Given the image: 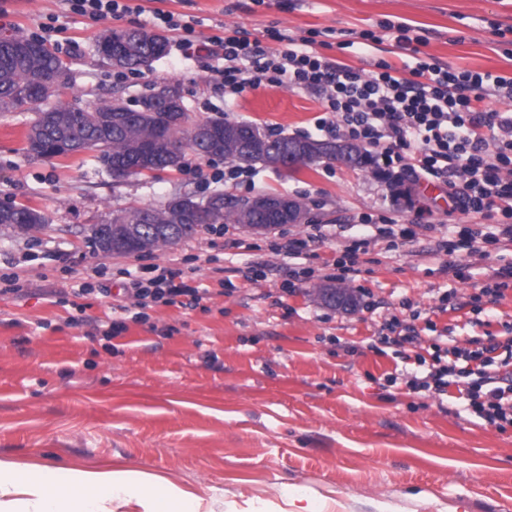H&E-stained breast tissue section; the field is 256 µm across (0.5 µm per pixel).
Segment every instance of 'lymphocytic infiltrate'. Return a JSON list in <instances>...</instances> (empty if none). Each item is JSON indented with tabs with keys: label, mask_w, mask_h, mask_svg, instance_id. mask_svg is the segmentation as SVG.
<instances>
[{
	"label": "lymphocytic infiltrate",
	"mask_w": 512,
	"mask_h": 512,
	"mask_svg": "<svg viewBox=\"0 0 512 512\" xmlns=\"http://www.w3.org/2000/svg\"><path fill=\"white\" fill-rule=\"evenodd\" d=\"M152 24L181 31L183 52L201 48L222 60L215 73L225 90L285 84L321 91L327 115L319 130L364 146L383 175L447 182L450 212L479 215L483 222L453 228L438 240L437 252L464 250L485 258L490 248L512 242V107L501 112L481 106L488 98L512 104V81L488 72H455L436 62L418 63L409 79L393 76L384 61L366 73L321 56L313 39L279 32L274 38L283 42L280 50L227 34L210 36L200 47L192 24L160 9L153 11ZM126 293L113 303V312L128 314L158 302L175 305L183 296L197 303L209 291L188 285L182 270L163 267L149 278L132 276ZM500 350L512 360V337L475 338L470 346L433 353L426 375L411 376L406 386L441 396L465 379L468 410L497 428L512 427V369L496 370Z\"/></svg>",
	"instance_id": "f902f5d3"
}]
</instances>
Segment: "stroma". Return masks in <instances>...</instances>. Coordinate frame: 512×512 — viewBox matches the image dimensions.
Masks as SVG:
<instances>
[{
	"mask_svg": "<svg viewBox=\"0 0 512 512\" xmlns=\"http://www.w3.org/2000/svg\"><path fill=\"white\" fill-rule=\"evenodd\" d=\"M136 12L94 20L61 0H0V37L52 40L71 77L64 101H132L155 84L179 85L192 118L224 116L262 132L321 138L320 96L288 86L224 95L217 62L170 48L151 69L125 80L98 56L96 41L120 29L151 31L160 8L195 23L198 40L218 27L275 50L280 31L314 36L319 53L367 71L386 61L408 74L417 61L512 80V0H134ZM409 26L397 42L389 24ZM376 42H360L362 31ZM32 110L0 111V204L23 203L51 219L22 235L0 226V460L20 465L127 468L158 474L195 493L205 512H512V427L498 430L448 396L409 392L401 375L426 346L381 343L391 319L411 320L447 290L462 309L435 315L452 345L512 329V289L476 321L467 305L497 255L434 254L449 224H474L448 212V187L420 181L410 194L360 168L324 160L288 174L255 164L253 183L219 181L226 163L186 154L181 170L116 182L87 151L50 160L24 147ZM280 193L304 199L302 224L270 232L209 228L174 247L138 255L95 254L89 225L125 207H158L171 196ZM411 232L397 249L371 240L361 273L343 279L359 298L333 309L317 289L328 264L368 224ZM327 237L311 276L294 279L275 242L300 239L315 225ZM242 247L229 245V238ZM471 277L448 274V261ZM259 265L258 281L241 268ZM182 269L211 295L198 308L154 304L107 340L95 322L112 313L131 274ZM91 292L75 295V288ZM414 321V320H411ZM424 328V320L414 321ZM397 384H389V376Z\"/></svg>",
	"mask_w": 512,
	"mask_h": 512,
	"instance_id": "stroma-1",
	"label": "stroma"
}]
</instances>
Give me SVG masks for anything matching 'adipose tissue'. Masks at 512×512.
<instances>
[{
	"label": "adipose tissue",
	"mask_w": 512,
	"mask_h": 512,
	"mask_svg": "<svg viewBox=\"0 0 512 512\" xmlns=\"http://www.w3.org/2000/svg\"><path fill=\"white\" fill-rule=\"evenodd\" d=\"M115 502L141 512H202L200 498L141 471L0 461V512H110Z\"/></svg>",
	"instance_id": "ef3b65f1"
}]
</instances>
